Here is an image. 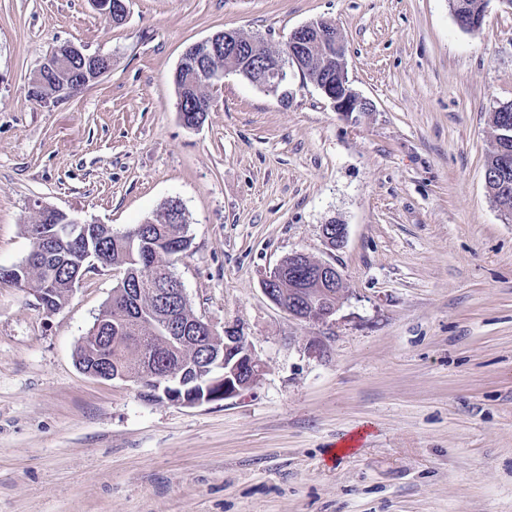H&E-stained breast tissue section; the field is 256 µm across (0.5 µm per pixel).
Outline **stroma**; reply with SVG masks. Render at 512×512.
<instances>
[{
  "mask_svg": "<svg viewBox=\"0 0 512 512\" xmlns=\"http://www.w3.org/2000/svg\"><path fill=\"white\" fill-rule=\"evenodd\" d=\"M322 18L372 111L339 114L292 66L288 101L230 71L183 125L190 45L280 49ZM68 40L112 69L49 111L28 78ZM508 102L506 0L474 30L449 0H130L120 24L91 0H0V265L27 256L34 202L124 229L180 199L192 308L263 363L224 401H148L76 365L111 270L52 315L0 283V512H512V218L484 180ZM294 252L341 271L329 319L264 295Z\"/></svg>",
  "mask_w": 512,
  "mask_h": 512,
  "instance_id": "obj_1",
  "label": "stroma"
}]
</instances>
